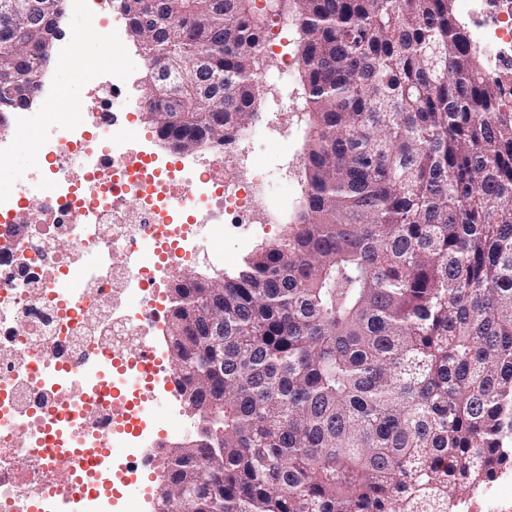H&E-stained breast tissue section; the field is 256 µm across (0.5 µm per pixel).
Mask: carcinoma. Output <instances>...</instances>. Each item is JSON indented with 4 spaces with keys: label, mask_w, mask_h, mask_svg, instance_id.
Wrapping results in <instances>:
<instances>
[{
    "label": "carcinoma",
    "mask_w": 512,
    "mask_h": 512,
    "mask_svg": "<svg viewBox=\"0 0 512 512\" xmlns=\"http://www.w3.org/2000/svg\"><path fill=\"white\" fill-rule=\"evenodd\" d=\"M53 18L20 10L0 50V116L28 105ZM142 27L148 121L170 147L222 145L255 116L275 0H164ZM301 28L303 207L288 236L172 294L176 371L205 439L163 465L162 512H454L512 467V111L487 84L452 0H290ZM187 92L166 125L168 71ZM214 477L202 482L201 474ZM188 506L170 499L186 487Z\"/></svg>",
    "instance_id": "carcinoma-1"
}]
</instances>
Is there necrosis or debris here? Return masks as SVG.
I'll return each mask as SVG.
<instances>
[{"instance_id": "1", "label": "necrosis or debris", "mask_w": 512, "mask_h": 512, "mask_svg": "<svg viewBox=\"0 0 512 512\" xmlns=\"http://www.w3.org/2000/svg\"><path fill=\"white\" fill-rule=\"evenodd\" d=\"M459 18L483 58L482 76L512 106V0H459ZM295 21L266 35L257 82L277 89L263 125L229 130L212 156L185 161L159 152L128 99L127 66L93 67L70 118L44 86L34 120L18 116L0 150L51 128L26 157L27 186L0 191V512H112L115 464L153 457L161 434L186 435L177 410L156 415L171 372L140 356L166 335L169 279L199 254L225 271L272 224L297 209L298 95L292 85ZM279 146L275 170L258 148ZM289 194L275 199L274 189ZM458 512H512V468L474 490Z\"/></svg>"}]
</instances>
